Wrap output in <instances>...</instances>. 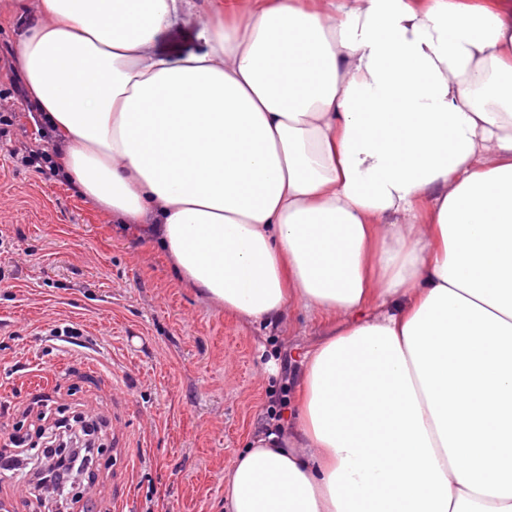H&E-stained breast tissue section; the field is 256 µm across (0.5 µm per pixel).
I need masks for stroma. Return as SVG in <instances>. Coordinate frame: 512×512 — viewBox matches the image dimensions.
<instances>
[{
	"mask_svg": "<svg viewBox=\"0 0 512 512\" xmlns=\"http://www.w3.org/2000/svg\"><path fill=\"white\" fill-rule=\"evenodd\" d=\"M183 16L159 52L201 51ZM0 95V454L25 406L106 422L91 512H229L224 475L266 422L285 421L297 352L323 332L289 308L246 324L178 280L158 244L135 237L60 177L26 163L40 148L17 73Z\"/></svg>",
	"mask_w": 512,
	"mask_h": 512,
	"instance_id": "stroma-1",
	"label": "stroma"
}]
</instances>
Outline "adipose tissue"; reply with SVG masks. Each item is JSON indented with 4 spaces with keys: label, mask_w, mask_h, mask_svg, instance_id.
<instances>
[{
    "label": "adipose tissue",
    "mask_w": 512,
    "mask_h": 512,
    "mask_svg": "<svg viewBox=\"0 0 512 512\" xmlns=\"http://www.w3.org/2000/svg\"><path fill=\"white\" fill-rule=\"evenodd\" d=\"M205 11L200 53L156 50ZM60 170L248 323L326 330L230 512H512V0H0Z\"/></svg>",
    "instance_id": "1"
}]
</instances>
